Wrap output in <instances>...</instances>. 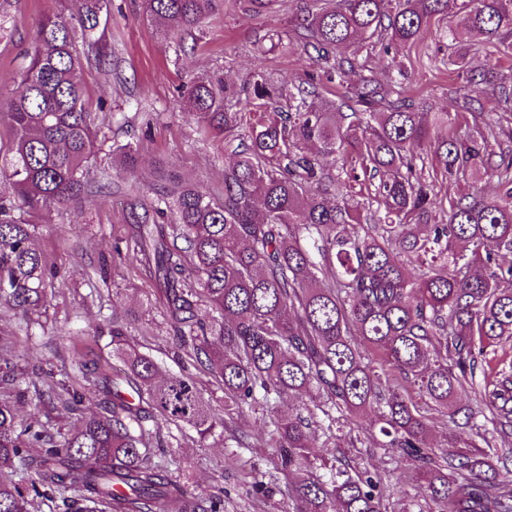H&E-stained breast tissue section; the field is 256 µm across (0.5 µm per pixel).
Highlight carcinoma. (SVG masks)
I'll list each match as a JSON object with an SVG mask.
<instances>
[{
	"mask_svg": "<svg viewBox=\"0 0 512 512\" xmlns=\"http://www.w3.org/2000/svg\"><path fill=\"white\" fill-rule=\"evenodd\" d=\"M14 0H0V40L11 38ZM77 13H42L28 64L0 123V305L36 310L53 276L34 247L35 220L54 205L91 192L88 162L97 133L86 109L84 58L112 71L107 0H79ZM156 34H189L210 17L213 0H144ZM455 25L442 26L446 17ZM448 40L450 61L482 90L490 80L468 66L459 35L512 50V0H324L305 9L306 46L327 82L343 85L359 67L339 51L370 39L413 44L431 26ZM386 99L363 78L328 97L314 80L285 87L257 74L245 96L224 80L194 77L181 94L187 117L224 132V201L156 166L154 196L133 195L125 217L133 256L159 288L184 353L224 385V415L238 416L269 397L308 398L268 432L279 466L294 475L293 512H381L377 480L336 459L317 474L309 433L315 411L328 427L378 413L385 447L423 473L436 512H512V480L492 481L485 449L512 437V370L490 355L512 352V149L495 148L494 124L460 135L449 112H419L403 96L405 68ZM135 172L140 148L112 151ZM496 178L484 194L467 178ZM456 186L439 195L437 184ZM112 352L125 385L76 367L106 396L104 412L82 419L54 442L16 434L13 408L0 403V468L62 498L65 512H165L176 499L189 512H218L213 500L187 499L184 485L142 451L160 422L206 438L219 417L185 376H160L112 318ZM487 380L464 405L455 396ZM46 395L76 409L84 394L66 386ZM489 410L493 429L478 422ZM444 410L469 439L435 451L429 416ZM38 447L33 455L27 449ZM24 491L0 477V512H28Z\"/></svg>",
	"mask_w": 512,
	"mask_h": 512,
	"instance_id": "obj_1",
	"label": "carcinoma"
}]
</instances>
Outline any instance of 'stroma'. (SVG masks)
Segmentation results:
<instances>
[{"label":"stroma","mask_w":512,"mask_h":512,"mask_svg":"<svg viewBox=\"0 0 512 512\" xmlns=\"http://www.w3.org/2000/svg\"><path fill=\"white\" fill-rule=\"evenodd\" d=\"M304 6V0H279L273 10L257 13L248 0H217L210 19L193 36L165 42L147 21L142 0H110L108 37L118 68L107 73L85 66L83 81L87 106L99 127L89 171L109 170L111 195L86 196L42 215L34 243L56 270L46 283V303L28 315L0 307V353L26 389L19 398L0 385V401L14 408L18 427L30 424L59 439L82 417L101 412L104 396L95 388L86 389L77 412L50 402L44 392L71 376L77 352L100 372H123L112 355L107 327L116 310L126 316L131 342L160 363L162 374H192L216 412H223V385L174 358L173 334L158 291L126 249L124 216L131 184L151 195L157 184L155 163L161 159L203 193L222 197L229 164L224 139L202 135L195 122L184 118L180 88L188 76L213 72L236 90L257 70L295 83L319 72L315 54L305 52L297 36ZM52 8L73 11L74 0H18L14 39L0 43V91L12 89L23 65L21 52L35 39V20ZM399 57L408 72L405 95L416 109L458 114L469 127L496 122L499 142L512 148V113L504 112L501 99L491 95L470 100L448 63L447 49L433 35L400 48ZM103 101L108 111H100ZM130 141L141 147V164L132 177L112 166L113 147ZM288 407L285 400L269 402L228 420L226 428L204 439L187 426L164 424L155 441L191 495L216 500L220 512H292L287 481L276 470L278 450L263 439ZM351 435L355 442L348 455L382 478L383 512H426L430 501L424 479L384 447L370 415L358 417ZM257 483L267 485V496L254 494Z\"/></svg>","instance_id":"stroma-1"}]
</instances>
